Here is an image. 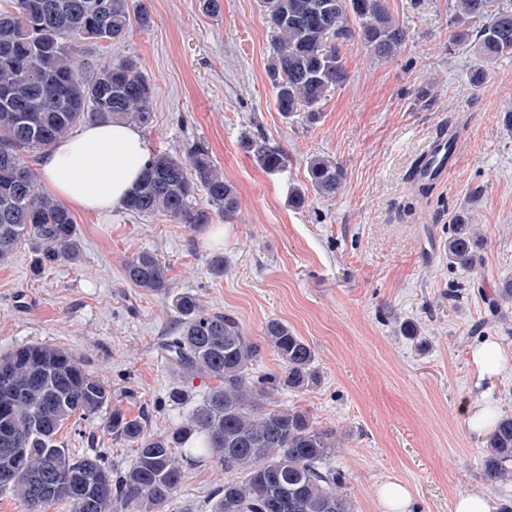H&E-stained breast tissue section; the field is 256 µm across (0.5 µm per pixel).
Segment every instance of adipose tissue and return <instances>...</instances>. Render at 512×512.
Listing matches in <instances>:
<instances>
[{
    "mask_svg": "<svg viewBox=\"0 0 512 512\" xmlns=\"http://www.w3.org/2000/svg\"><path fill=\"white\" fill-rule=\"evenodd\" d=\"M146 161L139 128L121 123L87 126L41 160L45 190L84 211L121 206Z\"/></svg>",
    "mask_w": 512,
    "mask_h": 512,
    "instance_id": "ef3b65f1",
    "label": "adipose tissue"
}]
</instances>
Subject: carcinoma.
I'll list each match as a JSON object with an SVG mask.
<instances>
[{"instance_id": "cac0c4a2", "label": "carcinoma", "mask_w": 512, "mask_h": 512, "mask_svg": "<svg viewBox=\"0 0 512 512\" xmlns=\"http://www.w3.org/2000/svg\"><path fill=\"white\" fill-rule=\"evenodd\" d=\"M271 33L267 72L277 111L286 119L305 112L310 122L331 88L347 79L341 49L358 38L375 58L394 57L407 34L386 0H260ZM450 40L471 45L492 64L512 57V0H450ZM151 16L140 0H14L0 11V262L22 244L39 276L60 261L81 262L83 251L71 212L44 195L28 158L70 136L82 124L152 123L153 88L137 64L115 58L87 75L77 55L84 40L112 43L132 23ZM242 143L268 173L287 154L249 131ZM314 191L336 196L342 166L315 156L307 163ZM205 192L208 206L197 204ZM135 217L166 216L194 232L214 217L237 216L235 186L210 159L203 142L185 157L148 156L123 203ZM480 234L457 222L448 235V263L475 266ZM125 279L171 300L176 313L166 337L169 368L186 382H213L188 418L166 435L148 433L145 420L112 403L111 389L73 352L50 343H21L0 354V481L24 512H49L66 502L71 512H161L179 490L185 470L202 462L224 466V486L211 493V512H353L345 476L329 464L338 437L298 406L275 404L282 390L317 382L316 354L287 323L265 324L263 341L246 335L232 315L205 309L189 292H176L169 265L151 251L124 263ZM282 372L255 374L265 350ZM110 409L104 428L135 449L127 469L109 466L91 451L75 455L57 441L66 422L91 420ZM493 487L512 482V413L495 417L481 458Z\"/></svg>"}]
</instances>
